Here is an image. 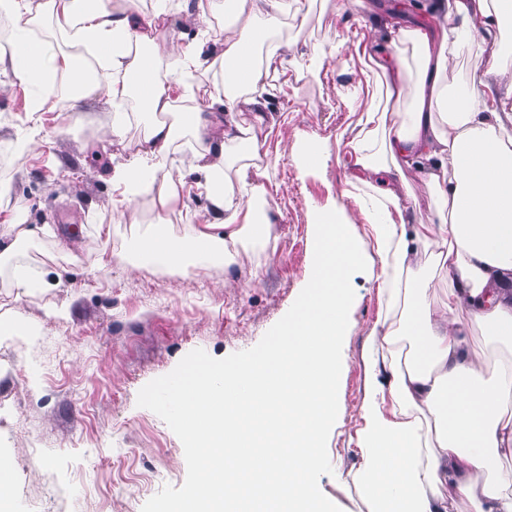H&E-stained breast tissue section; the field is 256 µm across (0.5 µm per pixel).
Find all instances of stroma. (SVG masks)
<instances>
[{"label":"stroma","instance_id":"35a3bbf8","mask_svg":"<svg viewBox=\"0 0 512 512\" xmlns=\"http://www.w3.org/2000/svg\"><path fill=\"white\" fill-rule=\"evenodd\" d=\"M282 37L288 71L269 97L275 124L261 134L264 155L250 171L272 205L266 247L240 249L231 265L163 273L129 270L123 254L150 227L147 195L131 213L112 206L111 175L137 148L142 126L124 101L99 93L81 108L45 87L0 84V182L11 188L0 232L48 224L0 265V323L24 324L0 339V455L10 473L15 512H166L197 485V460L159 392L194 365L228 367L260 355L279 337L304 297L318 236L314 217L342 211L355 234L366 218L344 195L347 142L374 77L368 65L374 18L406 25L425 19L423 0H304ZM325 54L307 67L312 49ZM43 106L38 117L32 99ZM127 114L122 141L113 118ZM317 164L301 161L309 143ZM111 225L110 235L99 225ZM74 240L57 253L56 237ZM55 254L51 289L21 293L17 267L40 270ZM109 265L99 269L100 258ZM64 287H56V280ZM354 297L340 339L339 426L323 437L320 491L335 512H368L353 475L365 397L363 344L381 311L367 268L349 277Z\"/></svg>","mask_w":512,"mask_h":512}]
</instances>
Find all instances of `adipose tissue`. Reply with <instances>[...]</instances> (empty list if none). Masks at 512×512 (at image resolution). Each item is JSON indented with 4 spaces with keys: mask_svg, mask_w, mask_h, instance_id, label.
Wrapping results in <instances>:
<instances>
[{
    "mask_svg": "<svg viewBox=\"0 0 512 512\" xmlns=\"http://www.w3.org/2000/svg\"><path fill=\"white\" fill-rule=\"evenodd\" d=\"M221 30L163 51L165 7L138 0H0L14 37L0 72L32 87L74 80V106L107 91L135 97L142 137L129 162L113 170L115 207L132 188L151 194L154 219L126 262L187 272L229 263L232 249L270 238L263 186L245 183L251 204L225 175H247L261 154L260 130L273 125L254 88L287 67L281 37L284 0H183ZM433 23L399 28L370 55L372 102L349 142L348 190L368 187L364 236L337 212L318 214L319 235L305 298L268 351L230 368L197 367L176 395L178 421L196 448L199 482L170 512H328L316 477L321 441L337 423L338 341L352 297L347 276L369 263L384 309L365 343L366 399L356 431L355 474L370 512H512V0H427ZM50 22L79 51L60 52L34 36ZM475 45L485 69L456 85L447 71L461 42ZM412 47L413 86L393 59ZM219 69L206 107L174 111L172 88L192 97L187 79ZM112 74L103 84L98 70ZM411 94L409 111L387 103ZM193 145L189 177L175 174L179 141ZM413 170L434 205L427 224H409L398 190ZM204 192V221L187 237L169 230V214L192 189ZM244 193V194H245ZM448 291L432 304L431 279ZM467 312L498 357L484 379V354L470 342Z\"/></svg>",
    "mask_w": 512,
    "mask_h": 512,
    "instance_id": "1",
    "label": "adipose tissue"
}]
</instances>
